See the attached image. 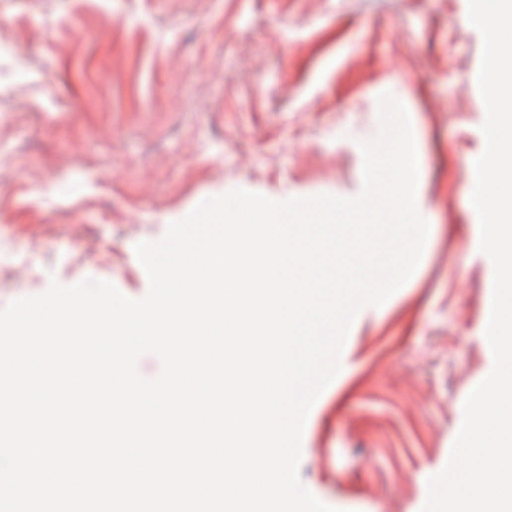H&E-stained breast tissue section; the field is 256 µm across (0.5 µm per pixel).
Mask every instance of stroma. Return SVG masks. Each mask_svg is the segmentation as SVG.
Masks as SVG:
<instances>
[{
  "instance_id": "35a3bbf8",
  "label": "stroma",
  "mask_w": 512,
  "mask_h": 512,
  "mask_svg": "<svg viewBox=\"0 0 512 512\" xmlns=\"http://www.w3.org/2000/svg\"><path fill=\"white\" fill-rule=\"evenodd\" d=\"M469 0H0V309L51 280L142 298L135 247L209 197L358 195L377 99L406 107L430 225L357 314L302 438L336 512H422L493 367L471 204L486 118Z\"/></svg>"
}]
</instances>
